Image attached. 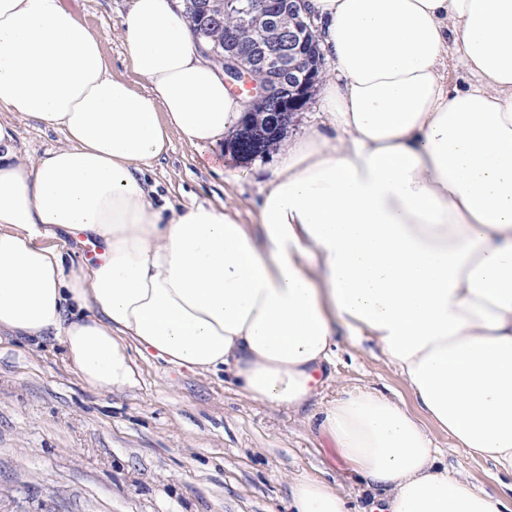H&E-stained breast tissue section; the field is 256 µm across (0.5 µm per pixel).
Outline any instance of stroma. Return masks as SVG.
<instances>
[{"mask_svg": "<svg viewBox=\"0 0 512 512\" xmlns=\"http://www.w3.org/2000/svg\"><path fill=\"white\" fill-rule=\"evenodd\" d=\"M104 37L113 74L136 75L118 22L127 0H63ZM212 172L174 141L145 175L175 207L224 204L256 221L263 178L234 156ZM134 386L109 394L85 385L57 340L0 336V512H289L304 477L337 486L363 512L366 482L319 427L321 406L344 390L371 389L415 407L413 394L369 337L336 336L331 377L292 412L241 394L228 374H202L132 351ZM450 472L487 492L493 463L431 429Z\"/></svg>", "mask_w": 512, "mask_h": 512, "instance_id": "stroma-1", "label": "stroma"}]
</instances>
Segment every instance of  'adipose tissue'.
<instances>
[{
    "instance_id": "ef3b65f1",
    "label": "adipose tissue",
    "mask_w": 512,
    "mask_h": 512,
    "mask_svg": "<svg viewBox=\"0 0 512 512\" xmlns=\"http://www.w3.org/2000/svg\"><path fill=\"white\" fill-rule=\"evenodd\" d=\"M310 7L323 120L267 167L254 231L221 204L156 203L144 174L176 138L223 171L251 98L206 60L184 0H129L137 85L60 0H0V111L63 137L28 160L0 121V334L58 340L106 393L134 385V347L295 412L336 332L370 337L417 407L365 389L320 411L366 512H512V0ZM63 234L92 259L70 263ZM431 424L491 460L499 492L439 468ZM291 508L348 512L315 478Z\"/></svg>"
}]
</instances>
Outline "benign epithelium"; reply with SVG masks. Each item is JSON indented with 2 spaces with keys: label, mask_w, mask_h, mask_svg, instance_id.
I'll use <instances>...</instances> for the list:
<instances>
[{
  "label": "benign epithelium",
  "mask_w": 512,
  "mask_h": 512,
  "mask_svg": "<svg viewBox=\"0 0 512 512\" xmlns=\"http://www.w3.org/2000/svg\"><path fill=\"white\" fill-rule=\"evenodd\" d=\"M276 7L274 0H224V11L238 19L237 29L226 38L224 52L206 50L219 60L229 83L244 81L258 87L262 111L248 109L236 133L243 157L261 153L260 131L272 135L288 128L306 108L322 71L323 59L313 52L314 27L302 20L311 17L307 0H288V12L295 17L288 29L275 24Z\"/></svg>",
  "instance_id": "benign-epithelium-1"
}]
</instances>
